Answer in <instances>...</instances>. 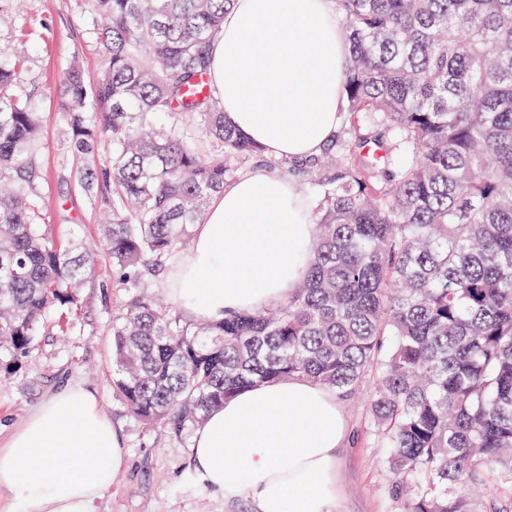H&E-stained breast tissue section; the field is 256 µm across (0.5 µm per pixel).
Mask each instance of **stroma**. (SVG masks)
<instances>
[{
    "mask_svg": "<svg viewBox=\"0 0 512 512\" xmlns=\"http://www.w3.org/2000/svg\"><path fill=\"white\" fill-rule=\"evenodd\" d=\"M25 44L28 59L19 72L23 86H36L41 146L47 172L41 213L55 237L87 241L97 236V214L77 186L63 180L66 149L56 97L65 69L78 61L87 74L102 63L86 0H0V50ZM72 309L50 310L40 336L19 357L11 376L0 377V445L52 394L69 387L92 391L119 430L126 452L112 489L96 512H254L251 500L233 502L206 492L191 455L193 433L175 436L136 420L112 387L110 328L125 298L101 260L95 275L77 291ZM349 435L340 448V512H407L393 496L388 449L378 447L366 403H343Z\"/></svg>",
    "mask_w": 512,
    "mask_h": 512,
    "instance_id": "stroma-1",
    "label": "stroma"
}]
</instances>
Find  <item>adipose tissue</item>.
Returning <instances> with one entry per match:
<instances>
[{"mask_svg": "<svg viewBox=\"0 0 512 512\" xmlns=\"http://www.w3.org/2000/svg\"><path fill=\"white\" fill-rule=\"evenodd\" d=\"M349 44L331 0H233L210 73L236 132L267 157L318 154L347 102ZM316 224L287 175L262 168L214 194L170 290L205 321L285 302L304 281ZM347 421L335 393L305 379L238 392L198 427L203 488L256 512H337V451ZM124 464L122 438L97 398L63 390L0 448V492L18 512H93Z\"/></svg>", "mask_w": 512, "mask_h": 512, "instance_id": "ef3b65f1", "label": "adipose tissue"}]
</instances>
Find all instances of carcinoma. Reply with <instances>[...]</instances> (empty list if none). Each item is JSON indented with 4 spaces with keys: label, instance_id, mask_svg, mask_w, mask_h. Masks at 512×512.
I'll use <instances>...</instances> for the list:
<instances>
[{
    "label": "carcinoma",
    "instance_id": "cac0c4a2",
    "mask_svg": "<svg viewBox=\"0 0 512 512\" xmlns=\"http://www.w3.org/2000/svg\"><path fill=\"white\" fill-rule=\"evenodd\" d=\"M351 54L345 126L320 154L268 161L228 124L210 48L232 0H89L102 50L57 106L62 170L100 236L47 235L33 92L0 59V349L24 353L100 254L126 301L112 383L180 435L234 393L298 376L355 398L408 512H512V0H334ZM182 112L190 127L154 118ZM110 160L96 161L99 144ZM251 159L319 187L308 275L276 307L187 317L148 292Z\"/></svg>",
    "mask_w": 512,
    "mask_h": 512
}]
</instances>
